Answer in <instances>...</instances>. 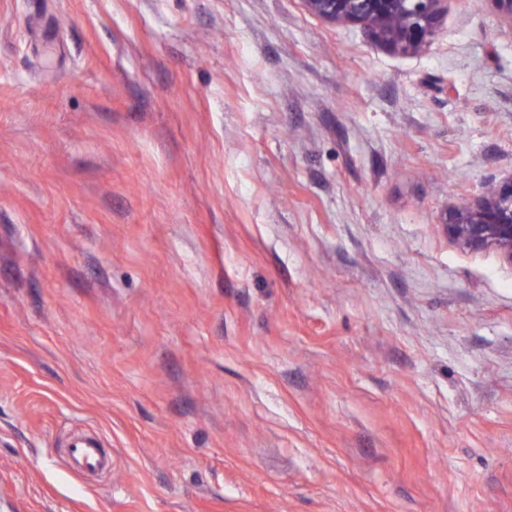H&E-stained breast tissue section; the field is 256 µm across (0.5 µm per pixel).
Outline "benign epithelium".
Instances as JSON below:
<instances>
[{"label": "benign epithelium", "instance_id": "obj_1", "mask_svg": "<svg viewBox=\"0 0 512 512\" xmlns=\"http://www.w3.org/2000/svg\"><path fill=\"white\" fill-rule=\"evenodd\" d=\"M314 16L358 24L380 44L414 53L433 36L446 0H303ZM448 232L462 246L497 247L512 262V178L452 211Z\"/></svg>", "mask_w": 512, "mask_h": 512}]
</instances>
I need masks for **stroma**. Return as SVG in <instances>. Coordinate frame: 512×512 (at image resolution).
Instances as JSON below:
<instances>
[{
  "instance_id": "35a3bbf8",
  "label": "stroma",
  "mask_w": 512,
  "mask_h": 512,
  "mask_svg": "<svg viewBox=\"0 0 512 512\" xmlns=\"http://www.w3.org/2000/svg\"><path fill=\"white\" fill-rule=\"evenodd\" d=\"M511 178L494 0H0V512H512ZM314 16L358 24L380 44L413 53L433 36L446 0H303ZM448 232L466 248L495 246L512 262V178L489 187L476 203L453 210Z\"/></svg>"
}]
</instances>
